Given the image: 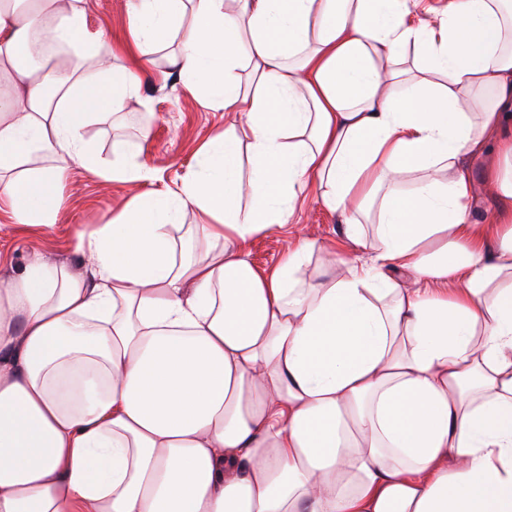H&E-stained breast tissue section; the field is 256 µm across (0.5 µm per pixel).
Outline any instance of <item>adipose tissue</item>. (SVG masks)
I'll use <instances>...</instances> for the list:
<instances>
[{
	"instance_id": "1",
	"label": "adipose tissue",
	"mask_w": 512,
	"mask_h": 512,
	"mask_svg": "<svg viewBox=\"0 0 512 512\" xmlns=\"http://www.w3.org/2000/svg\"><path fill=\"white\" fill-rule=\"evenodd\" d=\"M422 4L130 0L140 64L169 46L233 121L176 189L77 232L84 268L0 278V512H512V0ZM85 17L0 0L18 224H53L70 163L148 177L140 144L109 163L84 136L151 104ZM475 157L488 224L470 221ZM310 194L371 259L313 285L304 240L256 268L248 242Z\"/></svg>"
}]
</instances>
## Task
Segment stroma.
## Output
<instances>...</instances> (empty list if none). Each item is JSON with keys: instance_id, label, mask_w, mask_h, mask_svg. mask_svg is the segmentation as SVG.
Here are the masks:
<instances>
[{"instance_id": "1", "label": "stroma", "mask_w": 512, "mask_h": 512, "mask_svg": "<svg viewBox=\"0 0 512 512\" xmlns=\"http://www.w3.org/2000/svg\"><path fill=\"white\" fill-rule=\"evenodd\" d=\"M84 6L88 33L102 40L105 51L112 55L113 65L137 70L143 93L152 100L147 110L137 102H128L115 120L89 125L87 137L109 162L113 159V136L133 140L142 127H149L139 160L151 169L153 176L134 189L144 193L175 186L187 171L196 167L201 144L223 129V113L207 108L194 91L169 76L166 46L156 48L153 65L138 68V54L128 38V0H85ZM130 189L123 184L104 182L95 173L74 164L65 174L62 203L51 227L17 224L0 212V276L22 271L36 254L51 261L78 263L79 258L71 249L76 231L87 224L109 222L123 207ZM301 238L319 246L306 270L311 281L319 279L324 267L323 247H334L337 257L342 259L358 254L343 235L340 217L309 198L298 205L285 228L254 238L247 246L248 258L258 268H271Z\"/></svg>"}]
</instances>
